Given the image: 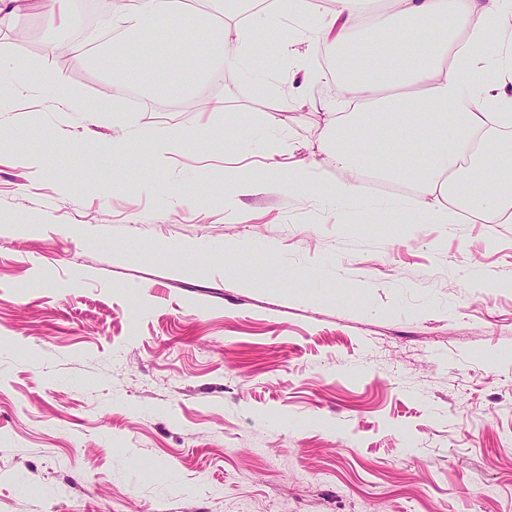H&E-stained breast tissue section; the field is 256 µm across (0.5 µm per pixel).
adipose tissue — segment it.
<instances>
[{
	"instance_id": "obj_1",
	"label": "adipose tissue",
	"mask_w": 512,
	"mask_h": 512,
	"mask_svg": "<svg viewBox=\"0 0 512 512\" xmlns=\"http://www.w3.org/2000/svg\"><path fill=\"white\" fill-rule=\"evenodd\" d=\"M113 29L125 34L126 52L166 28L172 39L165 62L142 60L140 84L153 94L181 96L195 83L237 70L256 93L269 92L265 33L289 13L315 38L340 53L339 70L352 73L340 89L349 112L314 102L323 116L331 161L338 172L326 192L340 202L360 197L361 177L409 185V193L374 201L369 222L405 213L427 224H457L469 217L512 224V0H387L384 12L363 15L357 0H336L326 13L312 0H276L255 22L237 27L233 42L203 12L187 17L183 0H107ZM410 26L390 35L386 49L357 44L362 23L384 32L394 16ZM445 28H437L435 19ZM187 80L175 79V72ZM48 98L63 112H107L111 95L91 101L69 97L61 75H42Z\"/></svg>"
}]
</instances>
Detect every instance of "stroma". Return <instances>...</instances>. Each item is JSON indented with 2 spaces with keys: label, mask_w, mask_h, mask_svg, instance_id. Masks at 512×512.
<instances>
[{
  "label": "stroma",
  "mask_w": 512,
  "mask_h": 512,
  "mask_svg": "<svg viewBox=\"0 0 512 512\" xmlns=\"http://www.w3.org/2000/svg\"><path fill=\"white\" fill-rule=\"evenodd\" d=\"M70 33L34 8L0 54L98 98L88 58L45 49ZM302 33L266 34L273 95L233 69L202 86L220 112L123 92L91 118L36 87L0 111V512H512V224H370L289 186L324 138L289 96L346 108L305 83ZM155 127L186 140L160 166L93 151Z\"/></svg>",
  "instance_id": "obj_1"
}]
</instances>
